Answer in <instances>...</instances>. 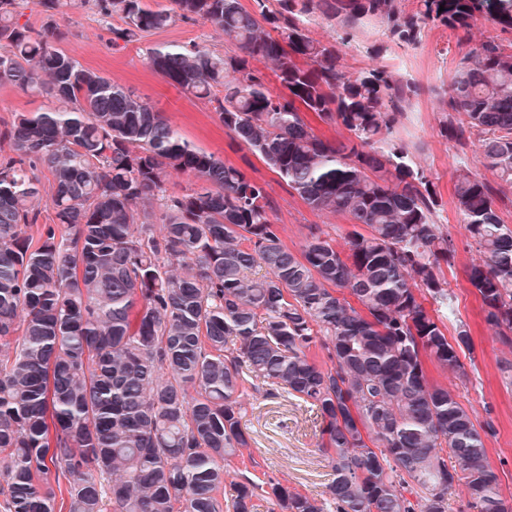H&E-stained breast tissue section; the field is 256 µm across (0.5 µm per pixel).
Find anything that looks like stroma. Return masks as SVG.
<instances>
[{"mask_svg":"<svg viewBox=\"0 0 512 512\" xmlns=\"http://www.w3.org/2000/svg\"><path fill=\"white\" fill-rule=\"evenodd\" d=\"M121 24L117 17L104 22L94 5H86L71 14L64 48L85 66L108 75L114 84L135 91L165 113L180 134L197 147L265 182L274 202L270 218L279 226L289 249H301L310 224L319 225L336 245H343L350 228L343 216L312 211L276 173L225 130L208 100L185 95L147 63V49L163 45L197 42L224 51L222 31L203 21L180 22L116 49L110 43L109 28ZM490 37L512 45V29L480 19L471 41L458 42L451 31L433 28L419 45L393 48L384 63L419 88L396 127V136L416 146V161L428 170L442 198L438 222L456 246L454 262L443 273L455 295L457 317L468 325L473 343V359L465 364L467 380L440 367L432 369L431 377L434 382L454 387L463 404L487 409L491 423L485 437L488 461L504 498L512 502V385L504 382L500 371L501 361L512 351L494 336L484 319L481 302L466 280V268L479 263L481 254L467 244L453 196V175L462 163L480 173L491 188L497 189L498 214L511 226L512 189L500 190L496 175L484 168L477 138L455 147L438 134L442 101L458 59L471 46ZM242 424L250 446L242 455L225 461L230 480L268 475L289 490L315 497L324 494L330 468L318 449L321 420L308 405L285 395L260 392L254 394Z\"/></svg>","mask_w":512,"mask_h":512,"instance_id":"stroma-1","label":"stroma"}]
</instances>
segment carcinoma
I'll return each mask as SVG.
<instances>
[{
    "mask_svg": "<svg viewBox=\"0 0 512 512\" xmlns=\"http://www.w3.org/2000/svg\"><path fill=\"white\" fill-rule=\"evenodd\" d=\"M118 16L112 47L203 20L235 49L151 48L150 66L213 104L312 210L350 223L340 250L317 224L282 241L265 184L183 138L168 118L61 48L68 12ZM0 0V85L50 101L0 123V486L4 512H448L465 486L476 512H509L491 471L490 423L430 381L472 350L442 265L456 250L442 200L394 131L417 87L386 65L351 73L341 41L416 46L428 27L470 39L484 17L512 29V0ZM322 17L340 40L321 42ZM276 77L273 88L258 67ZM439 135L480 138L512 188V49L489 38L462 56ZM349 134L331 141L310 117ZM195 188L167 193L168 172ZM54 191L44 199V181ZM454 198L483 255L466 271L485 320L512 348V227L467 166ZM52 217L43 220V213ZM265 270L258 275L257 269ZM331 366L318 363L316 350ZM287 393L321 418L325 496L269 478L226 483L249 446V390Z\"/></svg>",
    "mask_w": 512,
    "mask_h": 512,
    "instance_id": "1",
    "label": "carcinoma"
}]
</instances>
